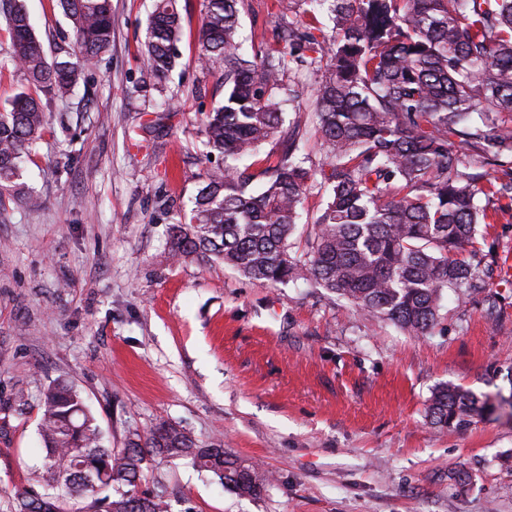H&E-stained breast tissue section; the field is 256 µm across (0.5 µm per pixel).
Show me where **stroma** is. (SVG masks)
Returning <instances> with one entry per match:
<instances>
[{"mask_svg":"<svg viewBox=\"0 0 512 512\" xmlns=\"http://www.w3.org/2000/svg\"><path fill=\"white\" fill-rule=\"evenodd\" d=\"M50 58L73 48L57 0H24ZM153 0H112V43L87 65L25 161L40 201L0 215V512L42 467L39 398L74 384L105 445L157 419L222 439L272 476L256 497L184 461L153 462L171 512H512V207L483 251V293L445 296L425 336L369 318L304 282L259 284L170 260L205 158L203 114L224 99L198 61L203 0H178L172 72L143 56ZM271 0H245L247 43L272 41ZM488 405L463 430L433 427L442 384Z\"/></svg>","mask_w":512,"mask_h":512,"instance_id":"stroma-1","label":"stroma"}]
</instances>
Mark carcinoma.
Returning <instances> with one entry per match:
<instances>
[{
	"instance_id": "obj_1",
	"label": "carcinoma",
	"mask_w": 512,
	"mask_h": 512,
	"mask_svg": "<svg viewBox=\"0 0 512 512\" xmlns=\"http://www.w3.org/2000/svg\"><path fill=\"white\" fill-rule=\"evenodd\" d=\"M300 0H274L276 39L241 48L244 0H204L199 62L224 81V101L205 116L206 170L191 222L174 224L170 254L222 263L262 284L312 281L367 315L414 336L440 318L444 294L466 301L485 288L478 238L512 203V0H305L327 13L328 30L289 20ZM178 0H154L144 54L158 78L171 72L181 36ZM78 53L49 61L23 0H0L10 53L25 81L0 109V196L33 202L17 183L42 138L43 99L63 98L112 42L111 0H59ZM315 74L313 130L324 151L306 167L301 119L286 124L284 103L309 85L291 65ZM278 147L257 172L238 161ZM475 149L463 159L462 148ZM496 165L501 173L483 168ZM323 206L304 249L295 250L301 209L312 188ZM479 399L437 387L428 416L450 431L467 427ZM45 450L36 485L18 490L10 512H169L162 485L139 488L153 457L184 460L240 495L261 494L269 476L222 445H200L160 420L122 448L102 444L97 418L80 392L57 380L42 392Z\"/></svg>"
}]
</instances>
